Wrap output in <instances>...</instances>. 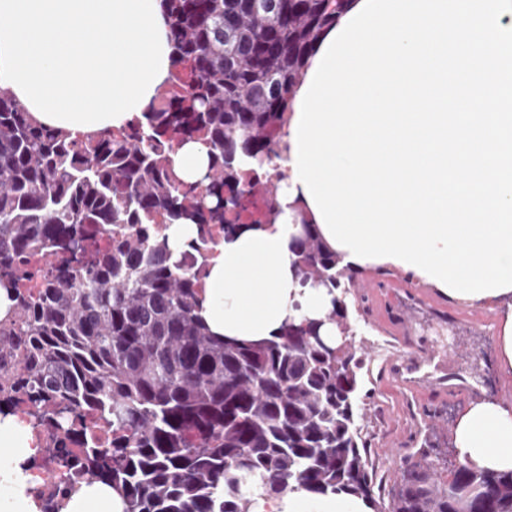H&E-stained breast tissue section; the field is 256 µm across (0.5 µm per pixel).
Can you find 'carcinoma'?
<instances>
[{
  "label": "carcinoma",
  "instance_id": "carcinoma-1",
  "mask_svg": "<svg viewBox=\"0 0 512 512\" xmlns=\"http://www.w3.org/2000/svg\"><path fill=\"white\" fill-rule=\"evenodd\" d=\"M164 0L173 72L157 101L119 130L84 139L35 122L0 85V414L52 431L51 459L112 483L125 512H250L295 488L376 503L358 424L364 359L352 344L348 269L312 225L300 284L333 295L323 320L288 316L273 338L220 341L195 310L192 254L280 214L270 173L285 115L319 36L350 0ZM200 140L207 171L188 182L170 154ZM262 201L263 207L256 205ZM187 220L198 239L177 261L155 229ZM109 232L96 238L95 228ZM36 256L37 292L22 278ZM340 342L321 340L325 324ZM383 512H512V473L426 448L404 456Z\"/></svg>",
  "mask_w": 512,
  "mask_h": 512
}]
</instances>
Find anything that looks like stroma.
Wrapping results in <instances>:
<instances>
[{"instance_id":"stroma-1","label":"stroma","mask_w":512,"mask_h":512,"mask_svg":"<svg viewBox=\"0 0 512 512\" xmlns=\"http://www.w3.org/2000/svg\"><path fill=\"white\" fill-rule=\"evenodd\" d=\"M346 303L365 359L362 435L376 481L389 486L401 457L421 446L439 470L452 468L451 429L463 408L480 397L512 400V373L501 368L495 339L512 302L462 304L401 269L374 267L356 272ZM428 354L451 361L465 385L444 392L396 374Z\"/></svg>"}]
</instances>
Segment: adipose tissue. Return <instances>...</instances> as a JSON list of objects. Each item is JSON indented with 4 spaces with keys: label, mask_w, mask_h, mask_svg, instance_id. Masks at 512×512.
Listing matches in <instances>:
<instances>
[{
    "label": "adipose tissue",
    "mask_w": 512,
    "mask_h": 512,
    "mask_svg": "<svg viewBox=\"0 0 512 512\" xmlns=\"http://www.w3.org/2000/svg\"><path fill=\"white\" fill-rule=\"evenodd\" d=\"M172 49L162 0H0V84L39 123L70 136L126 126L142 117L168 81ZM315 214L305 193L274 223L220 239L199 290L198 314L222 338H271L289 315L323 318L325 289L295 276L303 220ZM452 443L460 463L512 471V401L471 402ZM33 436L18 416H0V512H40L29 470ZM120 493L102 481L83 485L61 512H124ZM252 512H372L363 499L299 489L255 498Z\"/></svg>",
    "instance_id": "obj_1"
}]
</instances>
